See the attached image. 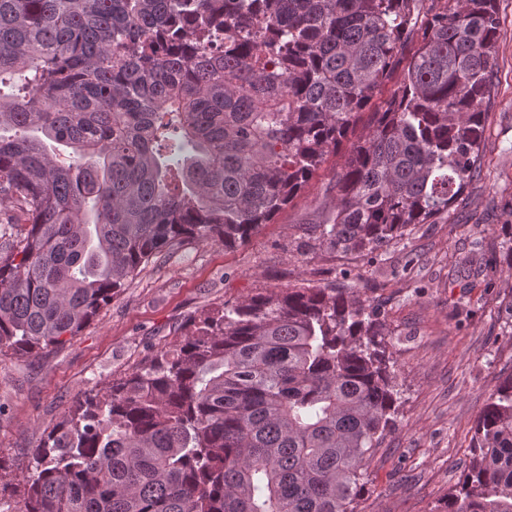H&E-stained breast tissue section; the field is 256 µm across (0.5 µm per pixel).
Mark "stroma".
I'll return each mask as SVG.
<instances>
[{
    "instance_id": "stroma-1",
    "label": "stroma",
    "mask_w": 512,
    "mask_h": 512,
    "mask_svg": "<svg viewBox=\"0 0 512 512\" xmlns=\"http://www.w3.org/2000/svg\"><path fill=\"white\" fill-rule=\"evenodd\" d=\"M497 13L481 177L447 219L412 227L380 248L373 264L326 253L307 230L331 211L340 151L246 244L174 246L63 344L30 357L0 351V489L32 476L43 431L80 393L133 370L190 316L309 281L355 288L374 302L396 363L395 428L367 469L358 512H434L469 467L475 421L488 397L512 375V275L503 262L512 246V0H497ZM477 239L491 263L471 286L462 265Z\"/></svg>"
}]
</instances>
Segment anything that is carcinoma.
<instances>
[{"label":"carcinoma","instance_id":"1","mask_svg":"<svg viewBox=\"0 0 512 512\" xmlns=\"http://www.w3.org/2000/svg\"><path fill=\"white\" fill-rule=\"evenodd\" d=\"M498 37L495 0H0V351L76 335L186 240L246 243L400 68L311 234L371 263L435 223L480 174ZM385 336L328 285L194 317L73 402L0 512H356L397 409ZM471 448L436 512H512V375Z\"/></svg>","mask_w":512,"mask_h":512}]
</instances>
